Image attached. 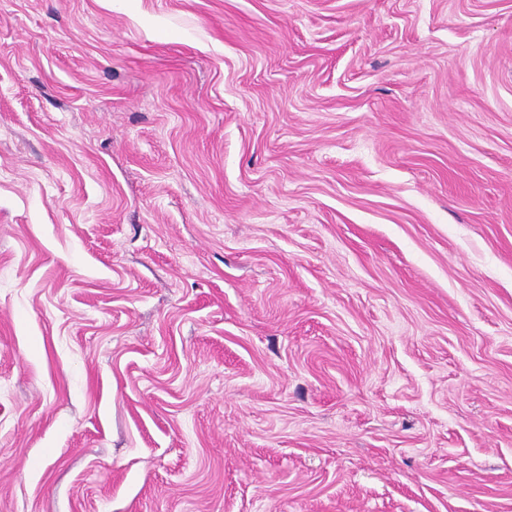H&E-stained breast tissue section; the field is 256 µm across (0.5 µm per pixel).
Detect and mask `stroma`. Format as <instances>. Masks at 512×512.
<instances>
[{
  "label": "stroma",
  "instance_id": "obj_1",
  "mask_svg": "<svg viewBox=\"0 0 512 512\" xmlns=\"http://www.w3.org/2000/svg\"><path fill=\"white\" fill-rule=\"evenodd\" d=\"M0 512H512V0H0Z\"/></svg>",
  "mask_w": 512,
  "mask_h": 512
}]
</instances>
